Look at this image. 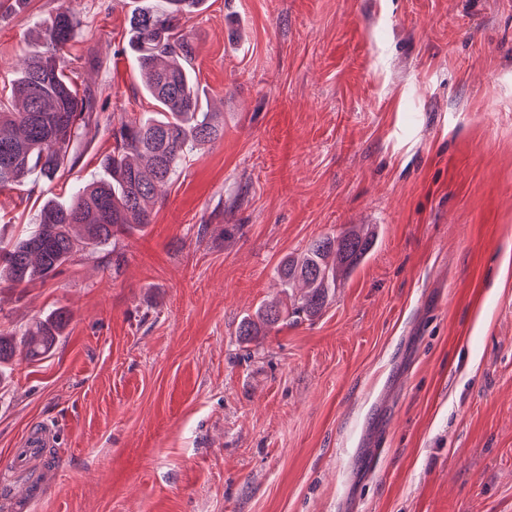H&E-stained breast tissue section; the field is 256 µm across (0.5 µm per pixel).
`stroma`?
Segmentation results:
<instances>
[{
	"label": "stroma",
	"instance_id": "35a3bbf8",
	"mask_svg": "<svg viewBox=\"0 0 512 512\" xmlns=\"http://www.w3.org/2000/svg\"><path fill=\"white\" fill-rule=\"evenodd\" d=\"M133 6L0 10V99L62 7L98 93L71 169L0 190V240L152 111ZM184 28L223 139L144 232L0 291L2 331L69 316L0 388V512H512V0H204ZM348 224L379 241L322 314L241 343L281 258ZM53 432V425L46 423L29 435L24 440L22 448H15L10 468L17 473L27 471L31 464L41 456Z\"/></svg>",
	"mask_w": 512,
	"mask_h": 512
}]
</instances>
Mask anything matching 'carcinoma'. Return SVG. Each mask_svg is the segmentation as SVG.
<instances>
[{
	"mask_svg": "<svg viewBox=\"0 0 512 512\" xmlns=\"http://www.w3.org/2000/svg\"><path fill=\"white\" fill-rule=\"evenodd\" d=\"M202 2L142 0L132 9L126 49L158 111L125 113L119 127L112 128V152L101 160L104 175L79 185L68 203L46 200L30 231L0 244V284L18 288L51 279L80 252L143 231L152 223L161 188L173 180L186 156L224 135L223 113L209 111L198 93L193 46L181 29ZM78 29L79 20L67 8L58 10L47 26L35 25L41 49L13 80L9 104H0V189L52 181L70 162L93 118L95 92L78 94L64 69L65 49ZM378 238L377 225L352 224L286 255L276 267L281 296L243 318L237 336L249 342L287 320H315ZM67 323V312L56 309L19 337L0 331V379L19 347L30 361L51 354Z\"/></svg>",
	"mask_w": 512,
	"mask_h": 512,
	"instance_id": "1",
	"label": "carcinoma"
}]
</instances>
